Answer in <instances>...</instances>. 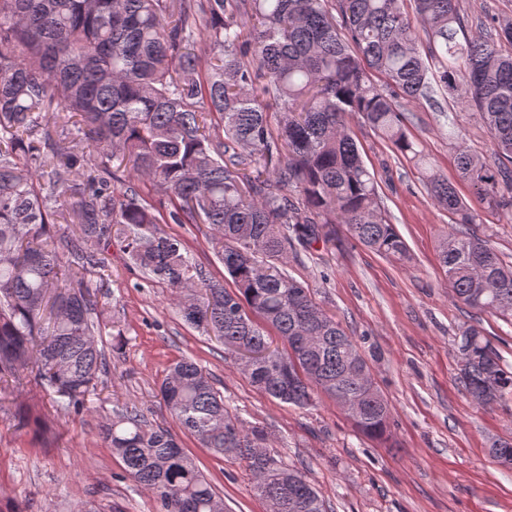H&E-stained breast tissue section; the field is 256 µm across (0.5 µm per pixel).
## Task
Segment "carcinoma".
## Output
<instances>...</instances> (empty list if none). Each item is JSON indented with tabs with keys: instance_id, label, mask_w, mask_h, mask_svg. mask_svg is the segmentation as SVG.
Wrapping results in <instances>:
<instances>
[{
	"instance_id": "1",
	"label": "carcinoma",
	"mask_w": 512,
	"mask_h": 512,
	"mask_svg": "<svg viewBox=\"0 0 512 512\" xmlns=\"http://www.w3.org/2000/svg\"><path fill=\"white\" fill-rule=\"evenodd\" d=\"M405 2L0 0V385L34 371L53 415L90 410L108 369L100 288L115 246L231 359L279 340L245 373L270 398L299 409L320 393L354 400L357 429L384 437L390 406L366 358L286 269L288 255L335 244L338 224L380 255L407 256L355 118L412 161L453 216L438 253L454 295L511 323L512 263L469 230L475 208L407 134L399 100L441 86L475 109L493 160L460 148L458 176L475 203L512 218V18L470 16L462 0H413L411 13ZM162 224L210 225L233 288ZM457 348L476 405L512 397V367L480 326ZM160 393L201 447L245 464L266 512H327L305 471L268 450L196 362L175 363ZM103 433L162 512H224V494L135 404L113 410ZM490 453L512 464L511 441Z\"/></svg>"
}]
</instances>
